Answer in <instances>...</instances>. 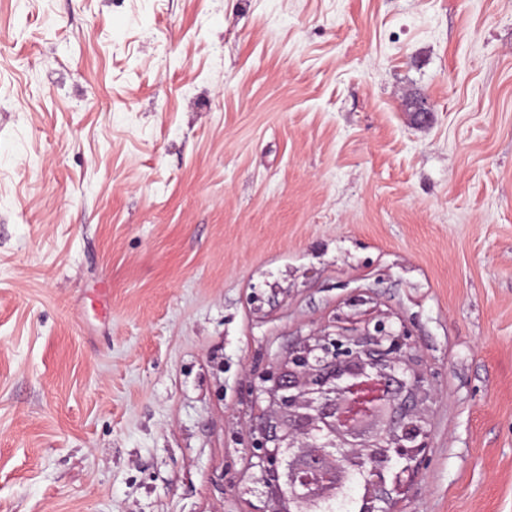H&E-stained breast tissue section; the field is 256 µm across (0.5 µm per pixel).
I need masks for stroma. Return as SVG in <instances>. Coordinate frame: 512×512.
Wrapping results in <instances>:
<instances>
[{
  "label": "stroma",
  "instance_id": "stroma-1",
  "mask_svg": "<svg viewBox=\"0 0 512 512\" xmlns=\"http://www.w3.org/2000/svg\"><path fill=\"white\" fill-rule=\"evenodd\" d=\"M377 325L395 512H512V0H0V512H265L262 375Z\"/></svg>",
  "mask_w": 512,
  "mask_h": 512
}]
</instances>
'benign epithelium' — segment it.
<instances>
[{"instance_id":"7a95c632","label":"benign epithelium","mask_w":512,"mask_h":512,"mask_svg":"<svg viewBox=\"0 0 512 512\" xmlns=\"http://www.w3.org/2000/svg\"><path fill=\"white\" fill-rule=\"evenodd\" d=\"M411 343L381 326L326 332L288 351L262 391L280 415L256 428L252 454L274 487L267 512H323L360 475L359 512H389L427 448Z\"/></svg>"}]
</instances>
